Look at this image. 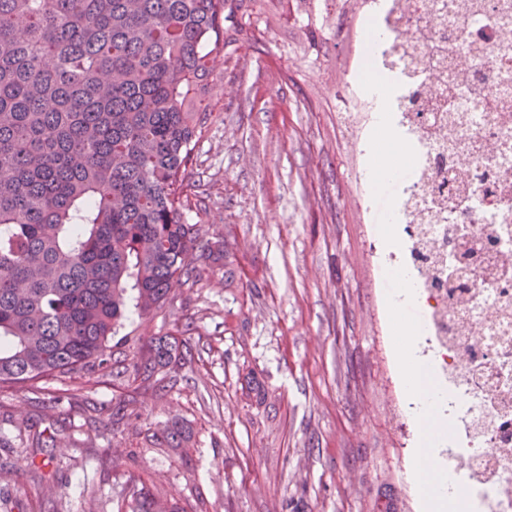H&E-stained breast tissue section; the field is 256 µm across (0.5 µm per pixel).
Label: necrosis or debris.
<instances>
[{"label": "necrosis or debris", "instance_id": "1", "mask_svg": "<svg viewBox=\"0 0 512 512\" xmlns=\"http://www.w3.org/2000/svg\"><path fill=\"white\" fill-rule=\"evenodd\" d=\"M362 17L339 117L364 212L379 110L405 162L376 266L417 295L445 471L470 512H512V0H367Z\"/></svg>", "mask_w": 512, "mask_h": 512}]
</instances>
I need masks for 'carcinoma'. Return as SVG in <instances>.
I'll return each instance as SVG.
<instances>
[{
	"mask_svg": "<svg viewBox=\"0 0 512 512\" xmlns=\"http://www.w3.org/2000/svg\"><path fill=\"white\" fill-rule=\"evenodd\" d=\"M255 0H0V384H41L108 368L128 302L169 303L175 279L197 281L217 251L185 221V171L202 134L209 57L259 41ZM316 64L336 40L342 73L355 55L344 30L363 0H270ZM190 341L143 343L125 373L163 393L160 370L192 364ZM112 403V427L131 418ZM29 448L54 432L16 427ZM186 440L178 423L156 448ZM132 512H157L139 476ZM370 512H402L378 486Z\"/></svg>",
	"mask_w": 512,
	"mask_h": 512,
	"instance_id": "obj_1",
	"label": "carcinoma"
}]
</instances>
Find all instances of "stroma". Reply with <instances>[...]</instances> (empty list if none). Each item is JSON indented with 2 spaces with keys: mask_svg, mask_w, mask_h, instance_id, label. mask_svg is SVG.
Masks as SVG:
<instances>
[{
  "mask_svg": "<svg viewBox=\"0 0 512 512\" xmlns=\"http://www.w3.org/2000/svg\"><path fill=\"white\" fill-rule=\"evenodd\" d=\"M261 43L211 56L207 121L185 174L187 223L222 243L224 258L194 285L173 283L155 316L129 314L131 340L180 336L198 345L165 396L85 371L34 392L0 386V512H116L132 477L150 478L163 506L184 512H369L377 474L391 468L408 512L424 493L415 451L392 421L408 369L385 339L399 322L383 296L369 237L389 245L382 208L364 218L336 121L335 48L313 67L302 36L270 12ZM311 98L320 111H305ZM128 400L112 428L98 409ZM55 427L42 475L16 424ZM177 421L180 448H148L143 431ZM124 467H113L116 458Z\"/></svg>",
  "mask_w": 512,
  "mask_h": 512,
  "instance_id": "stroma-1",
  "label": "stroma"
}]
</instances>
